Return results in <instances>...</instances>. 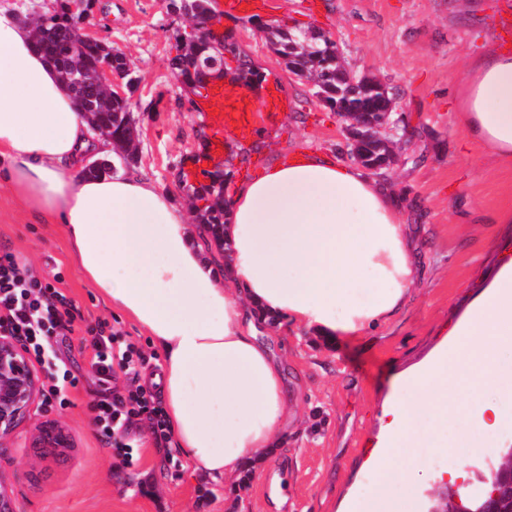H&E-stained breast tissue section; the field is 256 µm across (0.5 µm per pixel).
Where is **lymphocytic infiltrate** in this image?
<instances>
[{"mask_svg": "<svg viewBox=\"0 0 512 512\" xmlns=\"http://www.w3.org/2000/svg\"><path fill=\"white\" fill-rule=\"evenodd\" d=\"M74 302L61 288L40 277L29 262L14 253H0V333L12 336L40 365L50 382L47 400L59 406L70 403L69 393L79 379L60 357L59 351L73 331ZM93 355L91 367L99 389L93 401L94 423L103 444L113 456L128 460L134 448L122 432L136 423H148L157 447L171 443L165 412L157 396L138 385V368L145 359L133 343L120 342V334L105 321L90 328ZM125 370V390L112 387L114 367Z\"/></svg>", "mask_w": 512, "mask_h": 512, "instance_id": "lymphocytic-infiltrate-1", "label": "lymphocytic infiltrate"}]
</instances>
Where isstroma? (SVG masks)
<instances>
[{
    "mask_svg": "<svg viewBox=\"0 0 512 512\" xmlns=\"http://www.w3.org/2000/svg\"><path fill=\"white\" fill-rule=\"evenodd\" d=\"M169 0H94L88 31L130 62L134 86L127 98L138 137L134 170L144 171L189 208L180 183H202L194 159L206 149L205 112L176 80L171 61L181 53L189 24ZM512 0H264L252 14L219 16L214 30L237 42L264 91L283 103L248 138L225 133L222 155L231 182L249 179L307 150L347 162L343 124L275 54L266 26L316 29L336 41L345 66L386 85L403 117L392 138L399 160L378 181L404 200L406 223L424 242L421 276L399 317L352 340L326 345L285 330L270 346L304 393L299 420L283 447L254 461L233 483L190 476L177 449L162 452L136 440L125 462L100 441L92 403L96 378L87 334L108 321L124 340L143 349L140 381L161 360L129 320L117 317L82 278L68 246L51 225L23 210L0 186V252L26 257L41 277L61 276L78 314L69 337V361L80 379L66 407L37 398L29 418L0 445V487L14 512H345L372 481L368 461L381 440V407L416 364L443 349L448 330L484 291L498 265L497 245L512 241V224L492 223L512 206V166L472 144L457 119L456 89L466 68L493 49H507L512 32L501 18ZM57 420L72 448L43 456L32 446L36 424Z\"/></svg>",
    "mask_w": 512,
    "mask_h": 512,
    "instance_id": "obj_1",
    "label": "stroma"
}]
</instances>
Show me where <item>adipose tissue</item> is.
<instances>
[{
    "label": "adipose tissue",
    "instance_id": "adipose-tissue-1",
    "mask_svg": "<svg viewBox=\"0 0 512 512\" xmlns=\"http://www.w3.org/2000/svg\"><path fill=\"white\" fill-rule=\"evenodd\" d=\"M457 117L469 140L512 162V53L467 68ZM93 134L31 26L0 8V159L11 195L59 225L71 256L104 304L130 319L161 357L155 378L174 445L191 474L231 480L281 447L298 412L281 361L262 341L275 323L326 341L394 320L421 270L419 241L400 199L362 168L309 151L233 185L224 266L205 232L144 173L83 175L111 150ZM447 349L405 377L383 405L376 478L351 512H416L394 495L442 454L495 448L512 427V261L499 266Z\"/></svg>",
    "mask_w": 512,
    "mask_h": 512
}]
</instances>
